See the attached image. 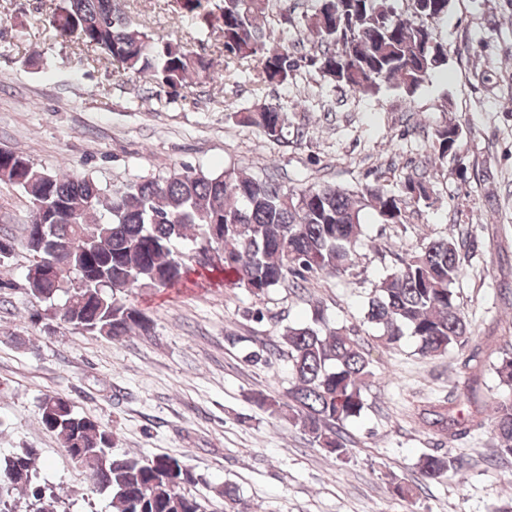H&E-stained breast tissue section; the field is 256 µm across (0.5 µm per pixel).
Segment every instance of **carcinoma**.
I'll return each mask as SVG.
<instances>
[{"label":"carcinoma","instance_id":"obj_1","mask_svg":"<svg viewBox=\"0 0 512 512\" xmlns=\"http://www.w3.org/2000/svg\"><path fill=\"white\" fill-rule=\"evenodd\" d=\"M451 0H315L305 24L317 49L299 54L270 39L264 27L271 0H221V15L209 0H176L181 17L207 27L222 23L224 61L246 65L253 82L283 86L303 68L314 69L330 84L352 92L376 94L393 86L408 96L427 78L448 66L447 43L434 25L448 16ZM56 40L100 52L103 59L141 74L172 94L189 80H215L210 58L181 43L155 37L123 17L120 0H63L48 19ZM239 121L258 128L277 146L300 142L305 128H290L288 113L274 99L240 113ZM460 130L435 129L437 160L457 155ZM0 182L22 190L30 209L24 247L33 260L26 273L31 295L58 311L77 330L112 340L145 335L151 318L126 302L135 288H175L195 271L219 270L229 285L257 299L293 276L299 289L308 273L342 275L355 265L363 235L361 213L374 210L384 224H404L409 208L427 198L425 182L404 179L400 193L380 186L354 192L331 185L291 189L270 176L227 169L205 174L174 168L166 176L115 186L91 177L49 172L29 158L0 150ZM191 240L183 252L179 244ZM473 248L466 238L429 241L385 274L368 299L365 319L387 348L405 332L416 338L428 358L464 347L470 323L453 284L461 256ZM283 347L251 352L248 361L285 356L293 381L287 401L263 394L256 403L270 415L295 426L338 459L350 453L345 424L366 408L363 390L372 376L371 360L359 340L331 328L320 309L311 321L289 325ZM500 384L512 388V355L494 365ZM41 423L54 432L71 459L109 494L112 512H206L185 491L194 473L168 455L135 456L114 450L112 431L75 409L70 399L47 394L40 403ZM425 423L455 437L474 424L432 404ZM497 452L512 455V395L493 407ZM38 451L17 448L0 456V512H15L16 498H27V512H44L60 498L36 483ZM451 453L423 454L416 480L398 482L403 498L417 494L425 481H439L465 469Z\"/></svg>","mask_w":512,"mask_h":512}]
</instances>
